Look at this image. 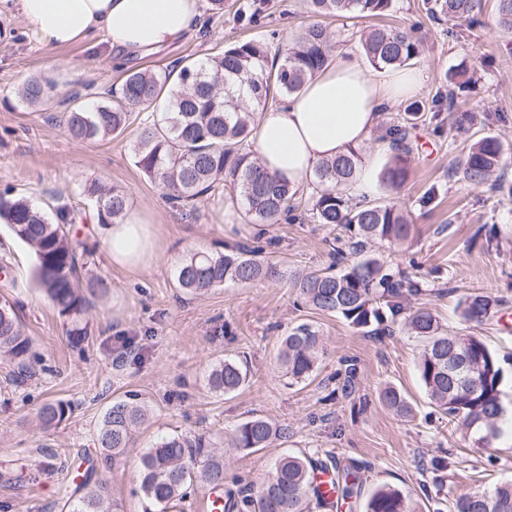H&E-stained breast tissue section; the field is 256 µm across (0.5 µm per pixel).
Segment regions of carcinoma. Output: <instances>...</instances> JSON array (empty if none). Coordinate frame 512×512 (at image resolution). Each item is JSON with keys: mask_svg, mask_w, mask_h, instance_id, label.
I'll list each match as a JSON object with an SVG mask.
<instances>
[{"mask_svg": "<svg viewBox=\"0 0 512 512\" xmlns=\"http://www.w3.org/2000/svg\"><path fill=\"white\" fill-rule=\"evenodd\" d=\"M392 0H306L314 17L364 18L381 16ZM497 23L512 32V0H496ZM428 19L461 21L469 27L480 24L478 0H423ZM361 46L375 69L407 66L423 53L421 41L404 29L374 27L361 36ZM331 38L327 30L313 22L300 29L284 48L269 59L268 42L249 39L224 49L206 60L189 59L178 75L171 70L133 71L126 75L119 92L110 100L89 107L76 106L69 113L67 132L71 139L106 140L122 134L132 114L143 113L137 128L132 158L135 167L157 183L168 198L183 206L221 185L229 199H241L256 224H277L282 220H310L333 224L346 233L354 259L347 260L342 239H336L331 255L334 262L322 270L290 279L305 302L326 315H339L356 328H370L375 336H388L393 325L402 322L422 343L418 371L431 403L454 422L473 444L488 447L500 438L505 415L502 360L478 336L450 334L432 312L418 308L406 312L404 298L417 294L422 283L401 272H388L377 260L364 256L370 241L404 242L411 224L402 209L384 202L354 203L348 187L356 177L362 156L353 150L319 164L313 173L319 191L308 213L298 212L295 203L299 188L263 171L255 151L253 113L298 92L307 79L328 63ZM448 106L460 101L475 86L466 64L448 73ZM53 87L36 79L24 85L22 96L29 103L46 106L53 101ZM431 103L412 102L404 115L386 129L385 138L393 151L382 171V179L392 187L405 183L410 172L411 130L425 113L438 111ZM503 144L494 137L474 143L459 164L462 177L478 187L485 184L504 160ZM84 193L96 203L97 223L113 224L127 209V194L106 189L96 180L85 183ZM0 220L13 235L33 249L34 277L58 313L68 322V335H86L84 315L88 296H104L109 285L103 279L87 283V291L77 284L78 273L87 265L86 253L78 251L70 225L75 211L67 204L56 206L48 216L25 198L0 197ZM258 249L240 244L228 252L213 255L196 252L177 268L178 287L200 293L231 280L250 283L282 278L272 262L256 259ZM498 306L489 295L474 293L462 302V316L481 323ZM30 339L8 302L0 303V355L29 373ZM323 336L315 326L293 327L280 342L279 362L289 384H299L314 375L324 354ZM247 363L242 359L220 362L209 373L210 390L232 393L247 381ZM380 399L401 414L411 411L405 396L387 386ZM68 407L50 402L38 411L45 427L62 421ZM145 418L143 406L120 400L112 403L102 419L97 442L104 459L115 463L124 454L133 432ZM277 433L268 421L253 417L239 424L231 435V447L251 451L267 446ZM367 466L350 463L337 470L334 488L348 495L363 484ZM312 460L285 455L257 488H250L244 505L253 512H308L310 495L316 493ZM201 481L213 487L224 483V450L201 439L163 437L141 459L138 482L142 496L152 504L167 506L187 496V486ZM80 496L68 499L66 512H111L106 482H90V475L78 485ZM453 512H512V481L490 491L475 490L454 496ZM364 512H409L406 497L397 488L382 486L364 504Z\"/></svg>", "mask_w": 512, "mask_h": 512, "instance_id": "carcinoma-1", "label": "carcinoma"}]
</instances>
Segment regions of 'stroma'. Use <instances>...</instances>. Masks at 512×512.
Instances as JSON below:
<instances>
[{
    "instance_id": "stroma-1",
    "label": "stroma",
    "mask_w": 512,
    "mask_h": 512,
    "mask_svg": "<svg viewBox=\"0 0 512 512\" xmlns=\"http://www.w3.org/2000/svg\"><path fill=\"white\" fill-rule=\"evenodd\" d=\"M252 0H224V13L201 25L181 43L117 68L94 63L83 42L49 49L25 25L13 0H0V193L24 197L53 210L67 203L94 226L95 253L83 279H103L109 293L94 299L80 342L67 335L60 316L33 278L36 258L0 223V301L13 304L36 354L34 377L19 383L15 366L0 357V512H62L65 490L83 471L106 479L112 512H147L138 489L142 455L160 438L183 435L222 443L236 426L263 417L284 428L285 437L255 452L224 456V494L241 500L258 486L277 458L287 453L329 459L337 465L368 464L360 501L339 502L333 512H363V497L389 484L406 495L411 512H450L464 489L490 490L512 480V433L491 447L464 440L426 397L417 370L422 350L413 335L372 336L342 317L325 316L302 303L289 276L319 270L330 262L338 228L313 222L256 224L243 203L222 193L201 197L195 207L170 202L160 186L135 167L134 130L108 141L69 138L63 115L67 99L97 103L120 88L128 70H163L185 58L203 59L246 38L275 29L278 41L311 21L305 0H263L265 23L249 24ZM482 24L458 29L429 21L422 0H392L381 22L415 27L425 53L416 66L424 75L420 100L447 93V75L467 63L476 79L463 108L475 120L465 129L447 114L426 120L415 131L407 181L397 189L376 183L374 202H393L409 214L407 241L367 244L368 254L387 268L416 273L424 283L406 303L434 313L448 330L480 336L499 355L512 358V35L496 24L495 0H480ZM335 51L361 55L360 36L372 26L365 18L324 17ZM30 77L54 79L63 97L51 107L22 100ZM498 138L505 156L506 189L490 192L456 174L459 159L477 140ZM126 191L128 205L150 212L159 257L142 272L113 266L106 233L95 222V203L84 195L91 179ZM259 243L260 257L276 263L281 280L232 281L202 294L176 286L177 264L205 251L224 253ZM490 294L499 302L480 325L461 315L469 294ZM307 322L325 338L315 377L289 385L278 361L282 336ZM244 357L246 384L232 394L208 386L212 367ZM357 368L353 390H345V364ZM402 391L412 414L402 417L378 395L385 386ZM135 397L150 411L116 466L106 465L95 433L116 400ZM62 401L70 412L46 428L39 407Z\"/></svg>"
}]
</instances>
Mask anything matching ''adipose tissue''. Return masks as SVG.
Returning <instances> with one entry per match:
<instances>
[{
	"mask_svg": "<svg viewBox=\"0 0 512 512\" xmlns=\"http://www.w3.org/2000/svg\"><path fill=\"white\" fill-rule=\"evenodd\" d=\"M30 31L45 44L106 43L111 55L135 58L186 37L201 14L200 0H16ZM421 71L392 68L373 75L358 57L336 54L280 107L256 115V148L270 173L298 185L327 159L370 140L379 115L418 94ZM115 267L138 271L157 257L155 224L134 209L107 228Z\"/></svg>",
	"mask_w": 512,
	"mask_h": 512,
	"instance_id": "ef3b65f1",
	"label": "adipose tissue"
}]
</instances>
